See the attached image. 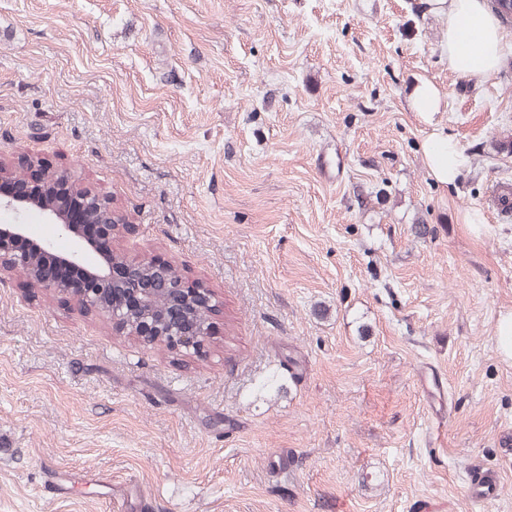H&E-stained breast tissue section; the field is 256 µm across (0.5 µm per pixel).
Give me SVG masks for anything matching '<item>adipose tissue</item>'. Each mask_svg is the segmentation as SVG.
Segmentation results:
<instances>
[{"label":"adipose tissue","mask_w":512,"mask_h":512,"mask_svg":"<svg viewBox=\"0 0 512 512\" xmlns=\"http://www.w3.org/2000/svg\"><path fill=\"white\" fill-rule=\"evenodd\" d=\"M431 6L447 22L449 69L474 80L497 72L505 36L486 0H432ZM425 161L437 182L450 184L468 158L444 132L436 130L426 143Z\"/></svg>","instance_id":"adipose-tissue-1"}]
</instances>
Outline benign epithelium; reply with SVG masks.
<instances>
[{"mask_svg": "<svg viewBox=\"0 0 512 512\" xmlns=\"http://www.w3.org/2000/svg\"><path fill=\"white\" fill-rule=\"evenodd\" d=\"M74 179L29 155L13 168L0 161V209L20 216L39 211L71 242L67 250L33 235L28 225L0 224V282L21 274L33 291L67 297L81 312L120 329L145 347L163 343L189 355L212 336L213 294L179 275L170 263L132 264L112 249L126 217L95 190L75 194L80 207L61 199ZM165 301L164 319L156 314Z\"/></svg>", "mask_w": 512, "mask_h": 512, "instance_id": "benign-epithelium-1", "label": "benign epithelium"}]
</instances>
